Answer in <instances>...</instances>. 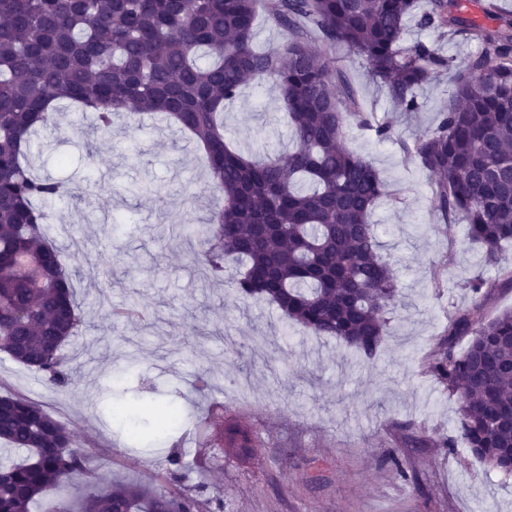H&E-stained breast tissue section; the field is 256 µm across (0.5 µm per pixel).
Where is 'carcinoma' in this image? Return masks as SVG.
Instances as JSON below:
<instances>
[{
    "instance_id": "cac0c4a2",
    "label": "carcinoma",
    "mask_w": 512,
    "mask_h": 512,
    "mask_svg": "<svg viewBox=\"0 0 512 512\" xmlns=\"http://www.w3.org/2000/svg\"><path fill=\"white\" fill-rule=\"evenodd\" d=\"M0 0V351L53 388L69 384L63 349L83 325L62 250L49 238L48 206L63 182L24 163L32 136L57 123L69 102L96 113L159 116L203 148L209 184L222 195L207 223L193 228L196 264L220 279L230 264L244 298L277 307L282 318L333 337L367 358L400 296L370 222L384 187L373 165L345 145L356 111L340 68L314 53L315 32L367 62L405 112L417 90L454 68L446 112L407 153L435 179L436 208L448 224L497 260L512 242V19L485 5L494 26L463 16L460 0ZM288 28L287 42L258 51L260 13ZM479 51L461 65L431 44L406 42L408 21ZM271 81L286 108L295 149L256 159L224 139V105L249 81ZM469 337L459 353L455 341ZM431 369L457 394V428L473 455L508 473L512 449V311L479 323L468 310L448 316V338ZM143 436L165 440L170 415L144 417ZM198 447L241 460L254 448L236 418L196 416ZM0 442L18 458L0 462V512H201L199 496L118 482L89 485L79 508L65 498L75 475H95L67 425L40 402L0 395Z\"/></svg>"
}]
</instances>
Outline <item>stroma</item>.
<instances>
[{
  "label": "stroma",
  "mask_w": 512,
  "mask_h": 512,
  "mask_svg": "<svg viewBox=\"0 0 512 512\" xmlns=\"http://www.w3.org/2000/svg\"><path fill=\"white\" fill-rule=\"evenodd\" d=\"M307 41L343 68L370 120L348 125L345 143L383 181L370 220L401 291L376 356L363 359L285 322L276 306L242 298L238 269L220 282L199 278L198 241L182 227L206 223L217 195L184 133L152 120L132 129L121 115L104 133L92 113L69 106L35 137L29 162L42 177L96 184L85 201L52 205L50 234L85 305V323L64 349L75 383L55 392L0 353V394L41 402L107 478L173 493L203 484L224 512H512V476L472 455L458 436L457 397L430 369L449 313L468 309L481 321L512 310V288L500 284L512 247L500 264L486 263L464 225L448 228L431 178L406 152L438 123L453 73L418 89V110L404 112L360 58L314 34ZM283 115L272 83H249L224 108V136L245 153L285 152L293 142ZM384 125L387 140L376 134ZM142 176L151 192L127 194ZM470 279L495 286L482 305L464 286ZM203 373L202 398L190 385ZM152 398L188 411L223 408L253 432L251 464L218 454L202 468L187 427L174 438L179 473L165 455L130 447L114 412Z\"/></svg>",
  "instance_id": "stroma-1"
}]
</instances>
